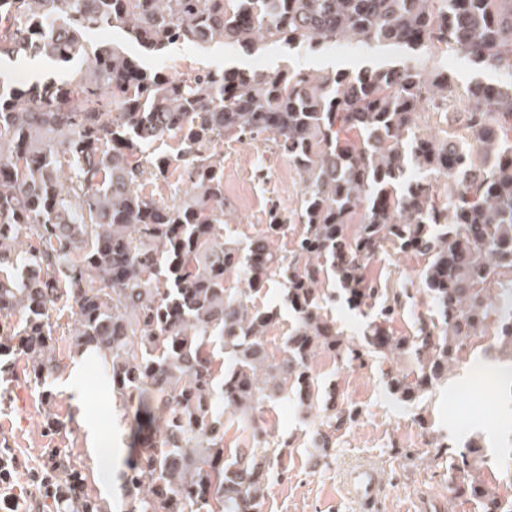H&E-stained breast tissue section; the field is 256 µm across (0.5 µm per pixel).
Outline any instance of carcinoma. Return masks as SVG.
Instances as JSON below:
<instances>
[{"mask_svg": "<svg viewBox=\"0 0 512 512\" xmlns=\"http://www.w3.org/2000/svg\"><path fill=\"white\" fill-rule=\"evenodd\" d=\"M103 28L120 39L89 43ZM174 44L406 57L319 72L195 67L172 78L148 60ZM450 54L494 79L460 87L440 63ZM36 58L70 75L0 82V356L15 354L45 384L61 367L57 335L90 355L143 432L121 473L122 512H260L287 443L225 452L224 410L252 422L288 392L314 408L320 354L348 366L410 358L383 380L411 405L448 378L473 338L512 344V0H0V63ZM427 107L448 113L440 136L419 128ZM267 135L301 177L300 205L287 216L271 209L242 248L224 238L214 149ZM163 138L176 155L147 152ZM177 170L190 184L183 198L145 190ZM441 177L453 186L443 198ZM289 224L303 230L280 250ZM387 248L425 259L435 313L411 336L390 328L409 289L368 276ZM228 273L247 288L224 287ZM276 277L295 317L278 356L265 345L278 312L250 304ZM338 297L377 309L358 342L324 312ZM46 398L44 430L60 435L67 424ZM355 416L323 414L319 447ZM434 448L451 458L449 492L482 512H512V498L480 478L479 442L457 448L442 436ZM45 455L35 484L56 512H113L66 452Z\"/></svg>", "mask_w": 512, "mask_h": 512, "instance_id": "obj_1", "label": "carcinoma"}]
</instances>
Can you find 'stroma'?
<instances>
[{"label":"stroma","mask_w":512,"mask_h":512,"mask_svg":"<svg viewBox=\"0 0 512 512\" xmlns=\"http://www.w3.org/2000/svg\"><path fill=\"white\" fill-rule=\"evenodd\" d=\"M157 63L172 76L186 68L224 65L220 48L202 51L185 45L171 47ZM215 158L224 167V232L246 240L269 221L270 208L288 212L298 207L303 185L294 168L272 142L227 141L215 148ZM425 265L417 255L387 250L371 263L372 276L386 287H399L406 279L418 280ZM260 308L279 310L277 323L266 333L269 352H279L295 318L285 300L279 281L254 295ZM488 364L499 371L512 368V347L492 337L476 339L461 361L422 402L408 406L388 396L379 367L374 362L348 367L330 355L317 356L311 369L320 388H336L347 406L357 409L356 421L335 434L327 450L315 448V431L320 418L299 406L295 397L266 402L254 415V424L235 415L224 417V443L230 448L253 445V428L264 430L269 440L289 439L277 477L264 492L261 512H361L342 484L346 469L356 460H370L383 476L386 496L378 512H418L421 499L437 503L438 512H481L477 501L457 498L448 491V456L434 457L430 442L433 433L447 435L456 443L479 439L492 459L483 465V477L492 491L512 496V402L488 401L471 377L473 363ZM0 363L12 366L0 375V449L11 463L0 475V503L13 505L14 512H50L49 507L32 502L33 471L43 468L45 451L60 448L72 457L78 469L91 477L94 495L121 501L120 482L106 484L94 466L84 419L98 421L102 432L119 428L131 432L111 396L87 372H80L77 386L66 377L40 388L23 370L20 358L3 357ZM51 408L67 422V433L49 437L40 430L44 408ZM426 417L431 430L422 429L418 417Z\"/></svg>","instance_id":"1"}]
</instances>
